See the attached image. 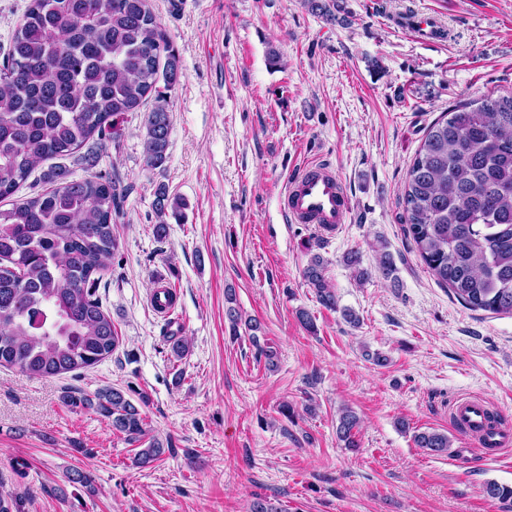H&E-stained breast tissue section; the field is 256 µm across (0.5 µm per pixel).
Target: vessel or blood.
<instances>
[{
  "mask_svg": "<svg viewBox=\"0 0 512 512\" xmlns=\"http://www.w3.org/2000/svg\"><path fill=\"white\" fill-rule=\"evenodd\" d=\"M284 210L291 222L311 225L320 237L327 239L348 222L351 201L335 169L312 162L288 178ZM450 416L472 447L497 451L512 446V427L492 421V411L482 398L456 400Z\"/></svg>",
  "mask_w": 512,
  "mask_h": 512,
  "instance_id": "b4317fda",
  "label": "vessel or blood"
}]
</instances>
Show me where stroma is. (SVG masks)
<instances>
[{
	"mask_svg": "<svg viewBox=\"0 0 512 512\" xmlns=\"http://www.w3.org/2000/svg\"><path fill=\"white\" fill-rule=\"evenodd\" d=\"M149 4L181 64L165 92V164H144L142 111L95 161H66L71 178L117 176L128 188L97 289L121 344L79 377L0 367V491L19 512H248L258 497L279 512H512L485 492L512 486V448L480 454L448 418L455 400L477 395L512 425V316L465 307L400 222L428 127L458 102L512 90V0H342L333 21L303 0ZM407 11L433 16L445 38L401 27ZM322 159L352 196L328 242L281 208L290 173ZM160 184L185 204L162 240ZM354 249L369 269L389 252L395 281L358 282L345 263ZM315 253L337 310L303 277ZM161 274L177 292L181 358L149 304ZM229 289L242 317L260 322L258 342L232 337ZM259 344L276 351V369L257 359ZM112 387L147 398L146 434L165 447L150 466L134 465L140 443L107 417L65 400ZM344 406L360 419L355 451L336 436ZM424 430L447 434L449 452L416 448Z\"/></svg>",
	"mask_w": 512,
	"mask_h": 512,
	"instance_id": "stroma-1",
	"label": "stroma"
}]
</instances>
